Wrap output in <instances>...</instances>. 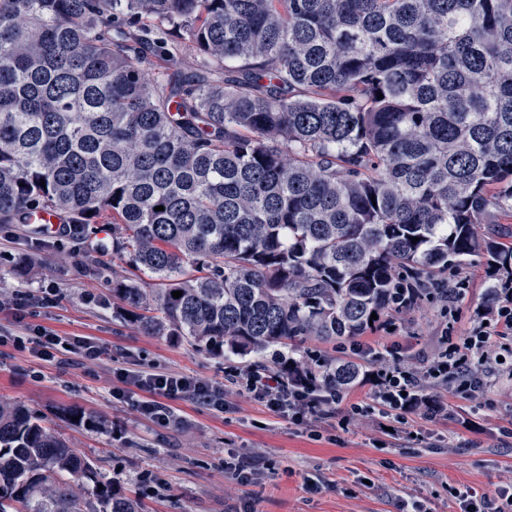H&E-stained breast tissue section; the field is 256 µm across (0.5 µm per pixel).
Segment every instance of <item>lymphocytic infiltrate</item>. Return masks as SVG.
Instances as JSON below:
<instances>
[{
	"instance_id": "1",
	"label": "lymphocytic infiltrate",
	"mask_w": 512,
	"mask_h": 512,
	"mask_svg": "<svg viewBox=\"0 0 512 512\" xmlns=\"http://www.w3.org/2000/svg\"><path fill=\"white\" fill-rule=\"evenodd\" d=\"M511 335L512 300L502 303L492 321L481 326L473 336L441 349L433 359L421 360L415 367L396 363L379 371L371 380L370 396L387 418L400 420L422 408L432 419L447 415V406L426 393L425 380L458 377L467 363L476 361L487 369L489 376L466 381L465 386L473 392H486L490 375L503 371L498 357L503 339ZM13 342L16 347L32 348L41 356L63 350L98 359L107 353L106 347L97 342L75 341L39 325L33 326L30 335L14 337ZM116 378L120 383L116 396H123L128 388L145 393L140 410L161 425L170 423L173 417L170 403L176 399L190 397L218 410L224 407L223 388L193 375L121 368ZM227 381L278 418L295 422L329 416L344 400L343 393L321 389L308 380L292 383L277 372L237 371L229 374Z\"/></svg>"
}]
</instances>
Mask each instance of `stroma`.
Segmentation results:
<instances>
[{
    "mask_svg": "<svg viewBox=\"0 0 512 512\" xmlns=\"http://www.w3.org/2000/svg\"><path fill=\"white\" fill-rule=\"evenodd\" d=\"M69 237L37 244L27 224H0V402L22 404L44 417L71 447L112 480L114 490L139 498L145 512H405L420 502L426 512H464L462 491L476 498L512 495V376L501 375L483 395L436 385L433 396L447 417L423 413L392 422L368 399L371 384L351 389L334 417L294 424L274 417L245 395L228 392L225 411L190 399L173 401L174 418L161 426L145 418L142 393L114 398L112 367L138 360L160 370L223 382L242 369L237 356L206 355L185 340L144 333L113 302V260L100 275L77 273ZM463 298L448 305L430 296L383 317L360 336L370 370L376 354L395 352L403 363L433 357L443 342H458L480 326L486 268L476 261L448 272ZM56 291L54 304L31 317L62 336L104 344L102 360L75 354L45 359L17 349L23 325L6 299L18 292ZM364 402L363 413L351 404ZM84 412L73 420V411ZM235 453L260 469L261 478L238 484L224 475Z\"/></svg>",
    "mask_w": 512,
    "mask_h": 512,
    "instance_id": "35a3bbf8",
    "label": "stroma"
}]
</instances>
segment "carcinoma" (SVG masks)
I'll list each match as a JSON object with an SVG mask.
<instances>
[{
  "mask_svg": "<svg viewBox=\"0 0 512 512\" xmlns=\"http://www.w3.org/2000/svg\"><path fill=\"white\" fill-rule=\"evenodd\" d=\"M35 211L73 225L75 268L125 261L142 331L208 355L351 341L476 258L489 312L512 294V234L476 233L512 217V0H0V224ZM0 512L142 510L0 403Z\"/></svg>",
  "mask_w": 512,
  "mask_h": 512,
  "instance_id": "obj_1",
  "label": "carcinoma"
}]
</instances>
